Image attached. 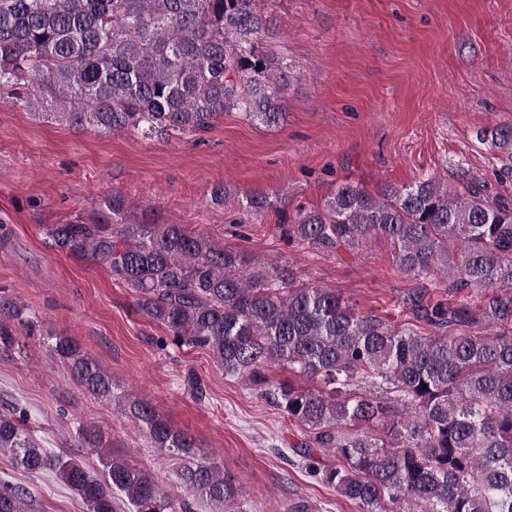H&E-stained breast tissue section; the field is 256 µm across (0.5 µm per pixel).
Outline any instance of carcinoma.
<instances>
[{
  "mask_svg": "<svg viewBox=\"0 0 512 512\" xmlns=\"http://www.w3.org/2000/svg\"><path fill=\"white\" fill-rule=\"evenodd\" d=\"M268 0H0V96L101 134L200 136L226 112L265 126L285 116L292 66L266 47ZM512 174V124L476 132ZM459 188L434 178L385 185L376 195L343 184L320 208L299 207L277 228L283 240L354 249L375 236L397 246L401 270L436 275L448 290L472 288L451 306L429 292L404 301L435 329L422 336L359 314L330 288L299 286L286 265L258 269L182 224H128L126 201H104L90 221L44 224L58 251L105 266L134 296L136 312L178 347L207 349L226 376L262 395L310 432L299 455L336 454L323 483L360 512H512V195L467 172ZM265 196L241 201L253 218ZM45 336L67 378L112 398V379L69 336L53 333L0 289V354ZM272 366L312 382L270 381ZM150 447L191 459L175 497L134 463L112 457L97 427L79 423L64 448L37 438L29 410L0 403V452L15 468L50 473L86 512H190L189 498L238 512L242 485L214 467L194 436L151 401L127 403ZM389 419L385 436L374 423ZM72 448L98 457L99 472ZM29 489L0 478V512H31Z\"/></svg>",
  "mask_w": 512,
  "mask_h": 512,
  "instance_id": "carcinoma-1",
  "label": "carcinoma"
}]
</instances>
